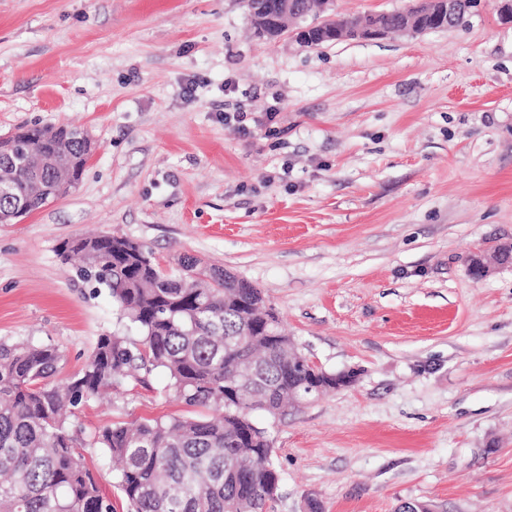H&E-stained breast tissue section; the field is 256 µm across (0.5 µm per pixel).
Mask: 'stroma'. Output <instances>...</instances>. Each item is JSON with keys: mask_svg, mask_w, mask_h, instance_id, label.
<instances>
[{"mask_svg": "<svg viewBox=\"0 0 512 512\" xmlns=\"http://www.w3.org/2000/svg\"><path fill=\"white\" fill-rule=\"evenodd\" d=\"M76 124L77 188L0 224V340L78 372L105 332L140 341L59 245L118 232L257 288L301 353L355 382L270 419L271 512H512V25L316 48L255 33L243 0H0V138ZM163 370L80 406L85 439L208 417ZM114 512L115 466L84 451Z\"/></svg>", "mask_w": 512, "mask_h": 512, "instance_id": "obj_1", "label": "stroma"}]
</instances>
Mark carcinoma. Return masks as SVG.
I'll use <instances>...</instances> for the list:
<instances>
[{"mask_svg": "<svg viewBox=\"0 0 512 512\" xmlns=\"http://www.w3.org/2000/svg\"><path fill=\"white\" fill-rule=\"evenodd\" d=\"M43 142L32 125L17 132L15 150L0 155V176L28 211L51 201L31 194L53 170L29 168L33 143L56 146L75 160L74 180L87 163L81 127H51ZM61 257H81L79 274L106 286L119 317L141 342L99 336L82 369L55 376L63 352L50 345L0 340V512H113L82 449L86 440L64 410L137 371L163 369L188 407H214L218 418L173 417L114 424L94 444L120 463L117 483L131 512H269L279 488L268 432L252 412L276 418L296 400L336 389V373L288 358L293 339L261 289L222 266L185 255L165 268L147 246L112 232L60 244ZM249 339L251 362L224 349V337Z\"/></svg>", "mask_w": 512, "mask_h": 512, "instance_id": "cac0c4a2", "label": "carcinoma"}]
</instances>
